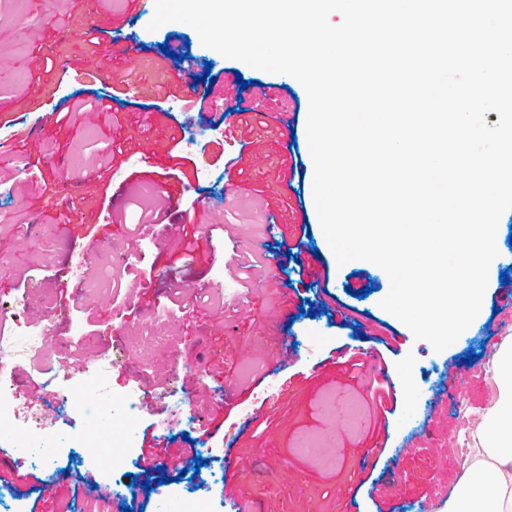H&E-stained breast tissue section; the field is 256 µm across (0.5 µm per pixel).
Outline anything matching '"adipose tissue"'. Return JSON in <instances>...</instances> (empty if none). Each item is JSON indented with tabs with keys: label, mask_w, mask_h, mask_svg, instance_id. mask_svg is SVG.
<instances>
[{
	"label": "adipose tissue",
	"mask_w": 512,
	"mask_h": 512,
	"mask_svg": "<svg viewBox=\"0 0 512 512\" xmlns=\"http://www.w3.org/2000/svg\"><path fill=\"white\" fill-rule=\"evenodd\" d=\"M497 388L475 435L473 458L449 500L447 512H512V342L496 353Z\"/></svg>",
	"instance_id": "ef3b65f1"
}]
</instances>
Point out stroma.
I'll use <instances>...</instances> for the list:
<instances>
[{
  "instance_id": "1",
  "label": "stroma",
  "mask_w": 512,
  "mask_h": 512,
  "mask_svg": "<svg viewBox=\"0 0 512 512\" xmlns=\"http://www.w3.org/2000/svg\"><path fill=\"white\" fill-rule=\"evenodd\" d=\"M127 0H0V336H10L17 304L33 330L52 327L40 358L14 349V383L34 377L42 397L62 391V366L74 360L113 366L88 375L87 395H102L96 417L56 405L58 445L50 458L18 462L0 456V473L37 476L0 483V512H232L231 498L252 512H421L422 500L445 504L468 457L459 447L497 389L490 357L512 340V305L491 275L483 306L470 327L442 352L415 338L383 310L390 290L378 266L338 265L316 213L306 150L308 95L292 76L228 59L202 45L189 25L149 30L152 13L127 21ZM139 51L129 67L120 47ZM193 59L204 88L223 91L238 108L265 114L251 133L219 123L200 93L177 90L175 68ZM238 72L246 87L225 84ZM141 88L124 97L126 84ZM156 120L144 125L142 115ZM290 115L281 124L278 113ZM180 140L190 162L176 170L168 150ZM153 154L154 172L138 159ZM234 189H227V182ZM164 202L154 233L139 225L143 200ZM95 211H88L87 202ZM194 208L197 221L182 226ZM231 226L222 234V226ZM209 252L203 263L182 261L183 235ZM97 248L95 278L82 281L76 263ZM299 250L302 265L282 261ZM151 279L135 282L138 267ZM191 282L204 298L169 302V277ZM122 279V289L112 286ZM238 288L234 303H213L218 287ZM367 297H360V290ZM295 359L281 364L280 343ZM368 351L366 367L383 355L397 405L380 417L364 378L345 370L341 349ZM481 350L466 365L469 350ZM463 379L449 386V376ZM166 398L151 412L126 414L111 398L131 389L146 398L156 380ZM221 429L206 430L208 418ZM193 445L202 467L177 458L184 474L144 496L137 455L124 440H142L145 427ZM92 437L99 461H84ZM321 440L324 451L298 449ZM385 453L378 454L374 445ZM238 473L229 476V462ZM70 474L59 477L60 467ZM116 484L95 497L82 475Z\"/></svg>"
}]
</instances>
